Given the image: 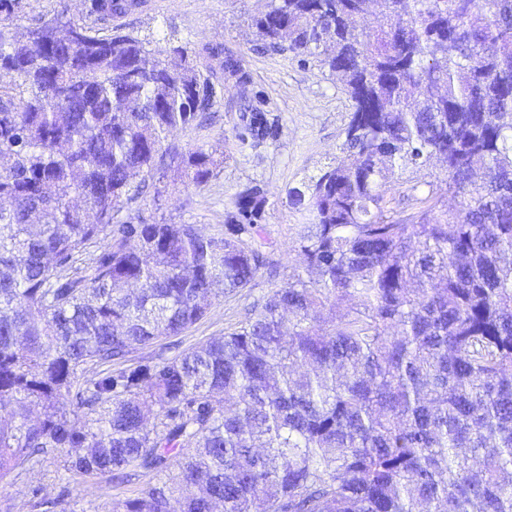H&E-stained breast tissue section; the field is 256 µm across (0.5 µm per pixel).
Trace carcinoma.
<instances>
[{
	"instance_id": "obj_1",
	"label": "carcinoma",
	"mask_w": 512,
	"mask_h": 512,
	"mask_svg": "<svg viewBox=\"0 0 512 512\" xmlns=\"http://www.w3.org/2000/svg\"><path fill=\"white\" fill-rule=\"evenodd\" d=\"M68 0L22 28L0 0V474L51 450L81 477L147 476L112 512H512V0H267L262 51L350 101L340 152L288 188L305 273L172 359L129 356L252 286L267 197L224 234L127 214L221 145L179 150L251 76ZM279 136L249 105L238 140ZM438 160L443 176L430 172Z\"/></svg>"
}]
</instances>
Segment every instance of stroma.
I'll use <instances>...</instances> for the list:
<instances>
[{
    "label": "stroma",
    "mask_w": 512,
    "mask_h": 512,
    "mask_svg": "<svg viewBox=\"0 0 512 512\" xmlns=\"http://www.w3.org/2000/svg\"><path fill=\"white\" fill-rule=\"evenodd\" d=\"M265 0H142L136 11L101 24L120 26L161 42L175 36L193 47L210 43L242 54L251 73L246 92L231 89L215 106L208 123L175 130L170 143L185 147L223 141L227 160L206 185L173 181L160 202L152 198L132 204L130 213L152 223L196 224L212 235L224 232V212L248 183H259L269 199L261 249L279 265V276L260 273L251 288L212 302L206 316L181 335L143 349V356H174L234 329L250 304L284 284L302 259L297 233L304 212L290 207L289 187L315 173L338 154L348 123L350 102L328 71L300 64L288 56L256 51L250 17ZM260 96L279 121L277 141L254 149L235 136L242 96ZM134 484L115 485L111 474L81 478L65 470L59 454L41 465L0 477V512H110L115 497L132 495Z\"/></svg>",
    "instance_id": "1"
}]
</instances>
